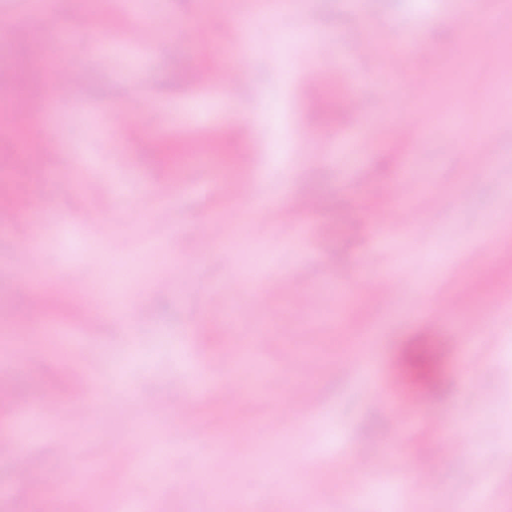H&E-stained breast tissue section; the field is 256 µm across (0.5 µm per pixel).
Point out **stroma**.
<instances>
[{
  "label": "stroma",
  "instance_id": "stroma-1",
  "mask_svg": "<svg viewBox=\"0 0 512 512\" xmlns=\"http://www.w3.org/2000/svg\"><path fill=\"white\" fill-rule=\"evenodd\" d=\"M480 8L493 41L459 0H112L106 26L88 0H0L16 23L0 62L72 30L82 70L40 112L5 111L22 95L0 88V199L25 207L0 225V387L22 405L0 411V512H122L128 497L151 512H453L477 486L512 512V0ZM207 11L222 27L185 40ZM428 27L429 51L396 56ZM202 67L212 80L187 84ZM373 76L377 100L353 111ZM256 175L258 212L224 191ZM301 197L318 207L294 210ZM424 342L442 383L403 389L402 356ZM372 351L376 385L349 370ZM228 376L241 403L218 399ZM312 391V421L296 419ZM477 411L472 453L437 461L422 505L421 449ZM62 439L89 495L54 480ZM199 480L222 497H198Z\"/></svg>",
  "mask_w": 512,
  "mask_h": 512
}]
</instances>
